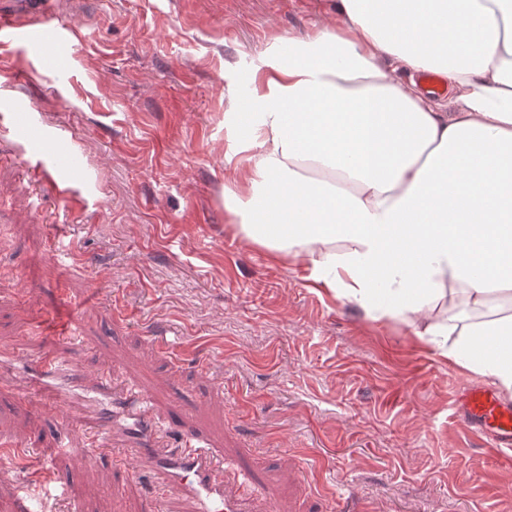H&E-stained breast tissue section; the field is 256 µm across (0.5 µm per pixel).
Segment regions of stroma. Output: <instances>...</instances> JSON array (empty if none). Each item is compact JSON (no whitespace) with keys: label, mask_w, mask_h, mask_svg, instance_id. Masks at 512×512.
<instances>
[{"label":"stroma","mask_w":512,"mask_h":512,"mask_svg":"<svg viewBox=\"0 0 512 512\" xmlns=\"http://www.w3.org/2000/svg\"><path fill=\"white\" fill-rule=\"evenodd\" d=\"M333 4L66 0L58 22L82 37L62 45L65 70L34 44L0 48V71L28 73L0 81V105L54 124L87 200L66 217L50 196L31 209L33 174L0 131V350L53 351L30 338L33 318L65 323L81 301L89 370L139 381L161 416L186 391L187 423L265 487L246 512H330L333 488L359 512H512V459L454 416L449 383L477 375L230 221L224 153L248 132L224 114L248 103L270 45L335 22ZM28 375L0 365V494L36 495L42 512H141L143 485L90 459V430H71L64 458L37 456L56 427L24 399Z\"/></svg>","instance_id":"stroma-1"}]
</instances>
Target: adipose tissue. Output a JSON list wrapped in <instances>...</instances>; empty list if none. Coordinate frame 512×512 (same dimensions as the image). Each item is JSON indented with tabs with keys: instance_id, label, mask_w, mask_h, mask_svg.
Returning <instances> with one entry per match:
<instances>
[{
	"instance_id": "obj_1",
	"label": "adipose tissue",
	"mask_w": 512,
	"mask_h": 512,
	"mask_svg": "<svg viewBox=\"0 0 512 512\" xmlns=\"http://www.w3.org/2000/svg\"><path fill=\"white\" fill-rule=\"evenodd\" d=\"M224 118L250 135L224 154L244 238L512 398V0H336ZM418 79L420 83L426 86L427 93L430 94V96L432 95L431 97L438 99L435 100V102L440 104V110L442 112L453 111L450 96H438L443 91V85L448 92V83L440 73L434 71H419Z\"/></svg>"
}]
</instances>
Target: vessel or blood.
<instances>
[{"label": "vessel or blood", "mask_w": 512, "mask_h": 512, "mask_svg": "<svg viewBox=\"0 0 512 512\" xmlns=\"http://www.w3.org/2000/svg\"><path fill=\"white\" fill-rule=\"evenodd\" d=\"M54 20L52 0H0V45L28 36L43 42L50 57H57L59 45L72 43L79 32L74 27L56 26ZM0 128L12 130L26 144L28 165L46 175L48 189L66 207L80 206L74 184L81 177L83 161L62 144L40 113L12 106L0 114ZM27 357L35 366L28 380L29 397L54 401L91 394L107 401L106 413L92 409L85 416L96 443L111 442L113 417L131 420L127 446L113 455L112 462L124 465L130 479L146 472L159 485V493L144 498L142 512H242L243 499L262 498L261 484L249 469L239 465L233 472L240 491L228 493L215 450L191 427L154 418L151 401L138 386L132 384L116 393L110 375L91 377L82 361L58 354L47 357L36 351L28 352ZM456 402L457 417L486 448L500 455L512 454V405L484 385L461 388Z\"/></svg>", "instance_id": "obj_1"}]
</instances>
